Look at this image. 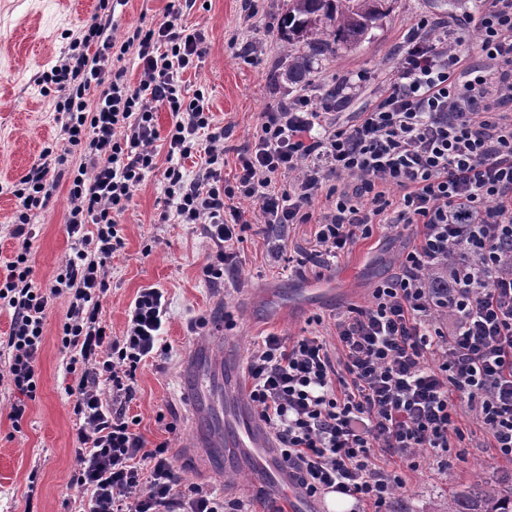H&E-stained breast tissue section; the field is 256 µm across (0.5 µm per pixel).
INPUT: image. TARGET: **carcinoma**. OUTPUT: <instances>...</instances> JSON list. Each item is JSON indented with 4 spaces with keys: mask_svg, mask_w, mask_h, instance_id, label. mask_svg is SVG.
Masks as SVG:
<instances>
[{
    "mask_svg": "<svg viewBox=\"0 0 512 512\" xmlns=\"http://www.w3.org/2000/svg\"><path fill=\"white\" fill-rule=\"evenodd\" d=\"M389 0H289L280 34L297 46L288 54L284 74L299 86L320 56L355 48L374 22L388 10ZM448 512H512V488L497 487L480 478L449 495Z\"/></svg>",
    "mask_w": 512,
    "mask_h": 512,
    "instance_id": "cac0c4a2",
    "label": "carcinoma"
}]
</instances>
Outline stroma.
<instances>
[{
	"instance_id": "1",
	"label": "stroma",
	"mask_w": 512,
	"mask_h": 512,
	"mask_svg": "<svg viewBox=\"0 0 512 512\" xmlns=\"http://www.w3.org/2000/svg\"><path fill=\"white\" fill-rule=\"evenodd\" d=\"M170 0H116L119 32L164 18ZM197 0L182 15L189 27L205 34L206 57L200 69L185 76L188 90H203L215 126L227 127L224 152L235 162L262 112L295 94L281 73L288 43L278 25L288 0ZM468 7L467 0H392L355 49L313 63L314 85L328 87L354 73L378 84L395 66L404 37L423 17L450 21ZM99 10V0H0V184L18 182L35 164L43 148L67 146L57 121L62 94L42 93L37 77L70 55L74 40ZM165 159L147 173L120 217L122 249L107 266L109 288L99 298L100 318L113 338L127 328V313L138 291L162 289L167 302L165 339L168 352L140 364L136 393L124 406L146 448L168 443L172 465L182 486L203 485L217 498L242 512H267L266 499L253 491L252 463L243 449L214 447L238 425L224 385L214 375L225 351L247 359L264 336L286 341L312 333L335 343L334 316L347 306L369 301L381 278L398 268L408 234L379 230L361 241L325 277L300 271L287 257H272L270 231L248 233L239 246L240 270L223 284H211L200 273L216 248L203 225L180 223L165 214ZM69 180L61 178L48 207L34 219L35 238L29 264L41 288L54 284L73 253L66 232L70 208ZM68 296L51 299L46 311L39 358L40 380L21 423H13L11 405L18 394L8 378L9 359L0 351V512H81L83 498L74 484L79 464L75 450L80 422L67 393L77 375L66 365L62 327ZM474 432L463 460H450L447 470L436 461L410 472L394 499L396 512H432L451 491L481 477L512 486V468L491 460ZM34 500H27L28 484Z\"/></svg>"
}]
</instances>
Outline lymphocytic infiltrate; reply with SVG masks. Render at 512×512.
Returning <instances> with one entry per match:
<instances>
[{
	"instance_id": "lymphocytic-infiltrate-1",
	"label": "lymphocytic infiltrate",
	"mask_w": 512,
	"mask_h": 512,
	"mask_svg": "<svg viewBox=\"0 0 512 512\" xmlns=\"http://www.w3.org/2000/svg\"><path fill=\"white\" fill-rule=\"evenodd\" d=\"M195 3L174 0L162 21L120 40L110 34L112 14H95L81 42L97 51L70 55L37 80L64 91L61 131L87 162L67 171L66 155L48 146L9 188L19 202L18 249L0 279V302L13 311L0 349L21 396L13 421L37 390L48 303L64 293L72 297L62 328L71 364L93 365L113 400L132 399L136 370L164 333L165 296L141 289L116 341L99 297L124 245L119 218L155 169L161 140L166 204L181 223L203 225L216 248L202 268L208 281L238 271L239 245L254 224L313 225L301 262L320 276L375 228L411 233L371 300L337 313L335 346L316 335L290 344L269 335L247 360L248 399L307 497L340 493L354 512H390L406 470L456 453L473 423L492 459L512 465V0H489L447 23L419 19L396 69L353 120L342 121L339 109L362 93L361 73L333 91L304 89L279 102L261 114L230 180L222 175L227 130L214 126L204 93L185 86L205 58L204 34L180 21ZM129 54L140 65L135 85L110 65ZM94 84L103 91L91 107L84 96ZM162 107L171 115L164 135ZM199 153L201 168L187 177L182 162ZM64 175L66 231L79 247L46 290L30 276L31 220ZM88 224L94 237L83 232ZM89 377L69 390L83 420L75 481L86 512H224L204 487H181L167 443L145 448Z\"/></svg>"
}]
</instances>
